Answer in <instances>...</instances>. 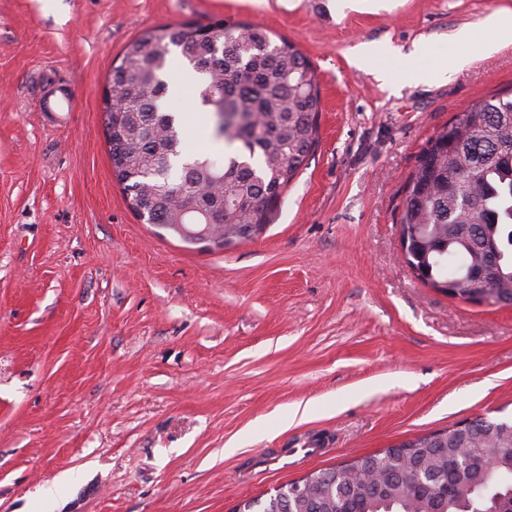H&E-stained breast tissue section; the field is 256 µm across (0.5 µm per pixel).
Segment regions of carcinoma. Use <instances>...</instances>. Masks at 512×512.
Segmentation results:
<instances>
[{"instance_id": "1", "label": "carcinoma", "mask_w": 512, "mask_h": 512, "mask_svg": "<svg viewBox=\"0 0 512 512\" xmlns=\"http://www.w3.org/2000/svg\"><path fill=\"white\" fill-rule=\"evenodd\" d=\"M201 85L200 103L229 153L194 156L176 113L163 108L172 51ZM117 105H105L113 171L139 217L165 229L190 197L205 208L225 202L219 245L247 239L270 223L273 206L318 142L320 86L312 63L285 39L271 42L251 23L146 32L112 68ZM402 240L422 282L448 292L512 303V93L463 108L432 136L409 176ZM512 421L402 442L408 464L388 450L314 472L303 500L288 487L239 512H512ZM467 452V462L451 465Z\"/></svg>"}]
</instances>
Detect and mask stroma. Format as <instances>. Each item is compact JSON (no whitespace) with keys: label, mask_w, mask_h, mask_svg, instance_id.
Returning a JSON list of instances; mask_svg holds the SVG:
<instances>
[{"label":"stroma","mask_w":512,"mask_h":512,"mask_svg":"<svg viewBox=\"0 0 512 512\" xmlns=\"http://www.w3.org/2000/svg\"><path fill=\"white\" fill-rule=\"evenodd\" d=\"M512 0H0V512H234L308 474L512 417V305L423 285L400 239L427 140L512 89ZM219 20L315 67L319 142L260 235L188 244L116 179L104 91L146 31ZM378 55L367 67L359 50ZM471 62L415 84L410 73ZM168 96L191 152L196 89ZM75 108L61 112V93ZM308 407L294 418L297 406ZM322 457L251 470L263 448ZM484 24L499 32L501 41L507 42L509 44L512 42V12L511 11H503L497 10L491 14H489L485 20ZM499 41L498 44L495 45H487L480 47V51L485 52L489 50H493L499 46H502L503 43Z\"/></svg>","instance_id":"1"}]
</instances>
